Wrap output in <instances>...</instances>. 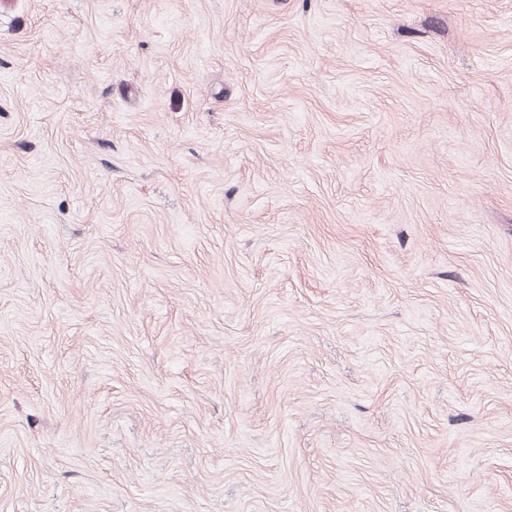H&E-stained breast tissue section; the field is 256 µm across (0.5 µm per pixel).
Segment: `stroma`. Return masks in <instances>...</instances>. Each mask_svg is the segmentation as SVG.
I'll return each instance as SVG.
<instances>
[{
	"label": "stroma",
	"instance_id": "35a3bbf8",
	"mask_svg": "<svg viewBox=\"0 0 512 512\" xmlns=\"http://www.w3.org/2000/svg\"><path fill=\"white\" fill-rule=\"evenodd\" d=\"M0 512H512V0L0 6Z\"/></svg>",
	"mask_w": 512,
	"mask_h": 512
}]
</instances>
